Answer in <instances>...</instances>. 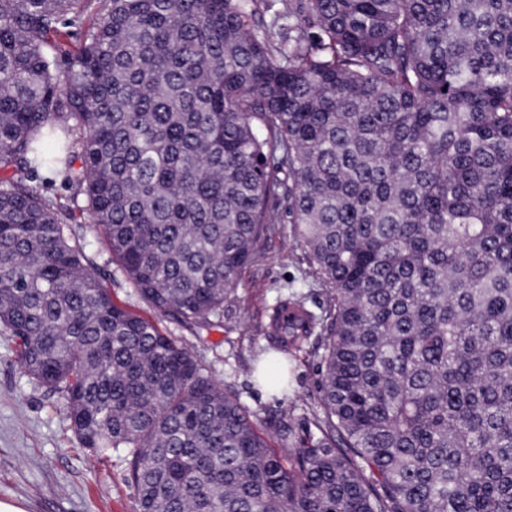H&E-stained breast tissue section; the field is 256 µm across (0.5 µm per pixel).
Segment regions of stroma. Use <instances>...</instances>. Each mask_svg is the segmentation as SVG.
I'll return each instance as SVG.
<instances>
[{
	"label": "stroma",
	"mask_w": 512,
	"mask_h": 512,
	"mask_svg": "<svg viewBox=\"0 0 512 512\" xmlns=\"http://www.w3.org/2000/svg\"><path fill=\"white\" fill-rule=\"evenodd\" d=\"M297 296L316 317L329 307L328 290L287 218L265 225L249 263L224 301V326L198 330L164 317L143 302L120 269L112 297L156 322L182 342L223 386L255 414L265 435L277 423L312 427L322 419L320 356L327 333L315 327L302 348L284 351L286 393L266 397L257 387V363L274 347L269 315L277 301ZM124 449L95 462L74 436L59 394L37 385L16 362L15 344L0 334V501L25 512H136Z\"/></svg>",
	"instance_id": "35a3bbf8"
}]
</instances>
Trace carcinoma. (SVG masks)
<instances>
[{
    "label": "carcinoma",
    "instance_id": "carcinoma-1",
    "mask_svg": "<svg viewBox=\"0 0 512 512\" xmlns=\"http://www.w3.org/2000/svg\"><path fill=\"white\" fill-rule=\"evenodd\" d=\"M251 2L0 0V333L137 512H512V0H298L286 44ZM45 171L205 328L285 212L332 297L316 430L271 446L116 304Z\"/></svg>",
    "mask_w": 512,
    "mask_h": 512
}]
</instances>
